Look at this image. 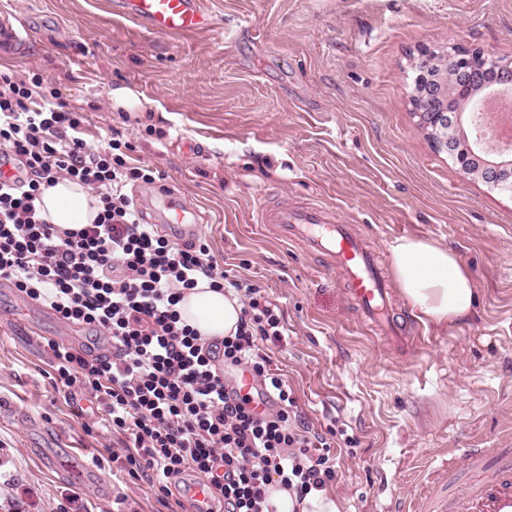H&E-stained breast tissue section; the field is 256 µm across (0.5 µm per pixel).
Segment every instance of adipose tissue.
I'll return each mask as SVG.
<instances>
[{
	"label": "adipose tissue",
	"instance_id": "adipose-tissue-1",
	"mask_svg": "<svg viewBox=\"0 0 512 512\" xmlns=\"http://www.w3.org/2000/svg\"><path fill=\"white\" fill-rule=\"evenodd\" d=\"M42 201L45 218L63 230L81 229L99 211L96 199L68 180L44 190ZM390 252L400 291L420 314L446 325L474 312V278L455 250L426 238L400 237L391 243ZM178 309L186 324L212 340L235 333L241 305L238 298L209 288L203 280L185 293ZM266 508L268 512H342L340 501L328 492L313 490L300 498L276 483L268 489Z\"/></svg>",
	"mask_w": 512,
	"mask_h": 512
}]
</instances>
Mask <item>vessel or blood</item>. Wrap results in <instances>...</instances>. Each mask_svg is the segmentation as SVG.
<instances>
[{
    "instance_id": "obj_1",
    "label": "vessel or blood",
    "mask_w": 512,
    "mask_h": 512,
    "mask_svg": "<svg viewBox=\"0 0 512 512\" xmlns=\"http://www.w3.org/2000/svg\"><path fill=\"white\" fill-rule=\"evenodd\" d=\"M114 5L121 15L163 35L205 31L214 24L202 0H114ZM31 38V30L21 20L0 19V51L22 49ZM148 209L153 223L171 226L182 240H194L199 231L197 209L176 193L158 191L149 199ZM258 220L274 226L283 238L327 253L363 321L390 343L404 344L408 324L396 317L383 269L350 225L340 222L333 208L322 204L294 206L285 200L268 202L261 206ZM231 378L239 393L252 397L256 413L271 410V398L249 372L235 368ZM462 455L483 469V476L448 496L430 493L417 501L411 512H512V450L466 448Z\"/></svg>"
}]
</instances>
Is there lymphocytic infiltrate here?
Instances as JSON below:
<instances>
[{
    "label": "lymphocytic infiltrate",
    "mask_w": 512,
    "mask_h": 512,
    "mask_svg": "<svg viewBox=\"0 0 512 512\" xmlns=\"http://www.w3.org/2000/svg\"><path fill=\"white\" fill-rule=\"evenodd\" d=\"M42 83L0 73V161L17 171L0 181V280L112 341L108 357L49 341L54 390L85 391L99 422L128 438L123 468L163 495L186 477L206 478L220 512H265L272 483L301 495L326 489L338 453L293 417L296 397L260 347L284 336L278 307L256 284L228 278L206 241L182 245L142 223L126 188L156 183L155 170L131 162L120 134L92 148L82 113L58 91L42 93ZM63 179L99 202L76 232L41 214L44 189ZM202 279L242 302L234 335L208 342L182 321L178 305ZM227 367L247 368L273 410L257 415L230 388Z\"/></svg>",
    "instance_id": "f902f5d3"
}]
</instances>
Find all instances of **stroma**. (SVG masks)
<instances>
[{
    "label": "stroma",
    "mask_w": 512,
    "mask_h": 512,
    "mask_svg": "<svg viewBox=\"0 0 512 512\" xmlns=\"http://www.w3.org/2000/svg\"><path fill=\"white\" fill-rule=\"evenodd\" d=\"M112 0H0L37 33L0 72L40 74L88 119L119 131L134 162L202 214L199 235L231 276L275 302L288 329L263 343L313 431L357 442L328 491L343 512H403L430 473L475 472L460 448L512 445V195L464 177L423 137L409 105L420 46L512 59V0H203L215 24L180 37L117 15ZM140 100L115 111L112 89ZM323 201L392 268L390 243L443 241L470 269L474 314L437 326L402 294L408 340L362 322L326 254L257 222L263 198ZM69 323L0 282V512H182L112 461L119 435L79 418L53 388L48 341ZM96 457L74 483L53 457Z\"/></svg>",
    "instance_id": "1"
}]
</instances>
